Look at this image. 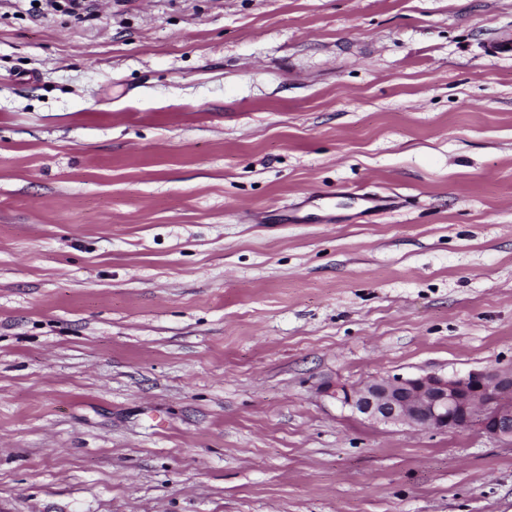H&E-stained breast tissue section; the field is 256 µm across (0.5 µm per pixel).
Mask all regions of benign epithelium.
Segmentation results:
<instances>
[{
    "instance_id": "7a95c632",
    "label": "benign epithelium",
    "mask_w": 512,
    "mask_h": 512,
    "mask_svg": "<svg viewBox=\"0 0 512 512\" xmlns=\"http://www.w3.org/2000/svg\"><path fill=\"white\" fill-rule=\"evenodd\" d=\"M324 392L353 416L375 425L426 432L476 429L512 442V367L472 370L452 377L427 373L338 382Z\"/></svg>"
}]
</instances>
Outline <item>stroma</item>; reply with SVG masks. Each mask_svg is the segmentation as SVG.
I'll use <instances>...</instances> for the list:
<instances>
[{
    "label": "stroma",
    "instance_id": "1",
    "mask_svg": "<svg viewBox=\"0 0 512 512\" xmlns=\"http://www.w3.org/2000/svg\"><path fill=\"white\" fill-rule=\"evenodd\" d=\"M82 2L0 0V512H512L322 393L512 365V0Z\"/></svg>",
    "mask_w": 512,
    "mask_h": 512
}]
</instances>
